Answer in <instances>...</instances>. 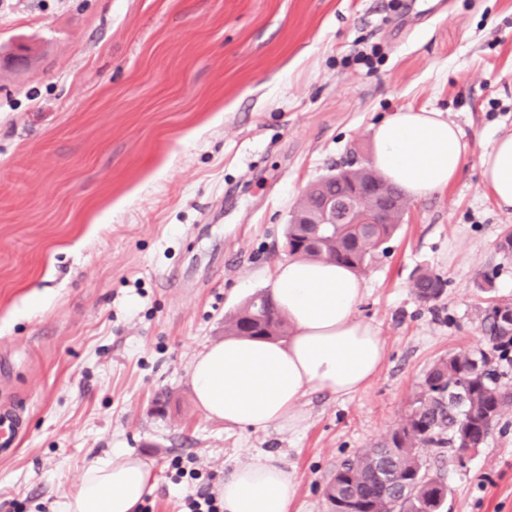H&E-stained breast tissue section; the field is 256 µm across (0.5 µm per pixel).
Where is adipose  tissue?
I'll return each instance as SVG.
<instances>
[{"instance_id":"adipose-tissue-1","label":"adipose tissue","mask_w":512,"mask_h":512,"mask_svg":"<svg viewBox=\"0 0 512 512\" xmlns=\"http://www.w3.org/2000/svg\"><path fill=\"white\" fill-rule=\"evenodd\" d=\"M467 145L443 113L406 109L374 130L372 165L407 196L446 189ZM483 186L500 209H512V132L496 137L481 158ZM270 294L287 318L285 340L229 337L196 355L190 383L209 418L255 431L303 426V398L313 390L349 396L362 389L386 357L376 326L358 308L366 284L351 270L291 257L278 261ZM297 476L267 454L229 472L220 489L224 512H289ZM152 489L151 471L126 452L89 465L63 512H137Z\"/></svg>"}]
</instances>
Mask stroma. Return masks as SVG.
I'll list each match as a JSON object with an SVG mask.
<instances>
[{
	"mask_svg": "<svg viewBox=\"0 0 512 512\" xmlns=\"http://www.w3.org/2000/svg\"><path fill=\"white\" fill-rule=\"evenodd\" d=\"M18 42L36 59L0 63V402L22 429L0 512H61L115 451L151 466L152 512L190 491L173 457L223 476L267 452L297 475L289 512H328L337 464L402 423L435 361L489 349L484 310L512 304V211L480 167L512 130V0H0V50ZM410 108L448 116L468 153L362 274L382 367L307 395L296 431L209 418L195 355L268 290L307 186ZM422 268L448 282L428 304ZM423 455L447 512H512V411L465 460Z\"/></svg>",
	"mask_w": 512,
	"mask_h": 512,
	"instance_id": "obj_1",
	"label": "stroma"
}]
</instances>
